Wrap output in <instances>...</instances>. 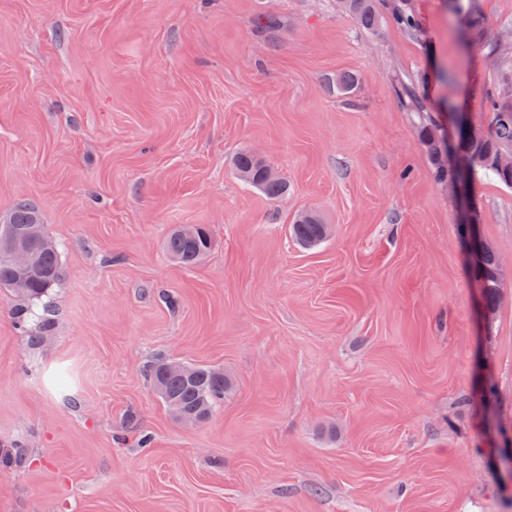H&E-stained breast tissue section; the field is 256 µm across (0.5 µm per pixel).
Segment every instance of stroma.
<instances>
[{
  "label": "stroma",
  "instance_id": "35a3bbf8",
  "mask_svg": "<svg viewBox=\"0 0 512 512\" xmlns=\"http://www.w3.org/2000/svg\"><path fill=\"white\" fill-rule=\"evenodd\" d=\"M405 5L419 37L336 0H0V220L35 208L63 268L36 340L0 288V452L26 445L0 512H512L490 468L512 188L471 181L502 282L484 326L461 197L399 101L480 121L500 67L449 0ZM241 150L282 198L239 181ZM193 225L212 248L188 267L165 240ZM159 360L222 371L223 407L176 421L143 374ZM337 0L338 9L351 15L358 24L367 31H374L385 21L386 17L380 12L376 0ZM300 219L301 216L295 223ZM298 223L299 224L292 225V233L298 240L305 244L317 243L321 241L326 234L324 225L318 224L319 222L312 216H305Z\"/></svg>",
  "mask_w": 512,
  "mask_h": 512
}]
</instances>
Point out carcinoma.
<instances>
[{"label":"carcinoma","mask_w":512,"mask_h":512,"mask_svg":"<svg viewBox=\"0 0 512 512\" xmlns=\"http://www.w3.org/2000/svg\"><path fill=\"white\" fill-rule=\"evenodd\" d=\"M452 10L460 15L470 29L473 38H480V31L485 24V17L480 0H450ZM345 13L351 15L358 24L367 31H374L385 21L386 17L380 12L376 0H351ZM393 20L407 33L419 36V26L414 18L397 8L392 13ZM492 56L505 65L494 86L484 93L485 118L479 121L488 125L486 146L512 143V71L506 68L508 59L497 54L495 48H490ZM358 80L350 73H339L332 79L336 93L348 95L352 93ZM436 125L419 120L418 137L420 145L430 157L436 173L441 178L448 177V169L441 166L435 155L433 132ZM234 167L239 179L247 185L258 188L270 199H277L286 192V183L282 178L267 181L261 178L262 169L266 164L258 162L248 151L239 152L234 158ZM36 227L30 246L36 255L37 266L31 271L27 281V290L23 299L40 303L49 296L51 288L62 280L63 272L60 263L58 244L47 234L45 225L41 224L39 213L32 207L20 205L10 216L9 222L0 225V233L7 234L12 229ZM293 235L305 244H314L325 236L324 225L310 216L303 217L299 223L292 225ZM211 248V238L207 229L195 237H186L181 231L175 230L166 240V250L170 256L184 265H192L201 260ZM472 275L483 289L484 304L489 312L496 311L498 306L501 283L498 275V263L493 251H488L481 260L472 266ZM17 272L10 263L6 248L0 249V288L12 292L15 288ZM163 362H154L147 366L145 373L155 387L162 382L166 385L174 401L187 410L199 411L204 419H209L216 410L224 404V391L227 382L212 377L208 366H186L187 375L184 377H169L162 379L161 366Z\"/></svg>","instance_id":"cac0c4a2"}]
</instances>
